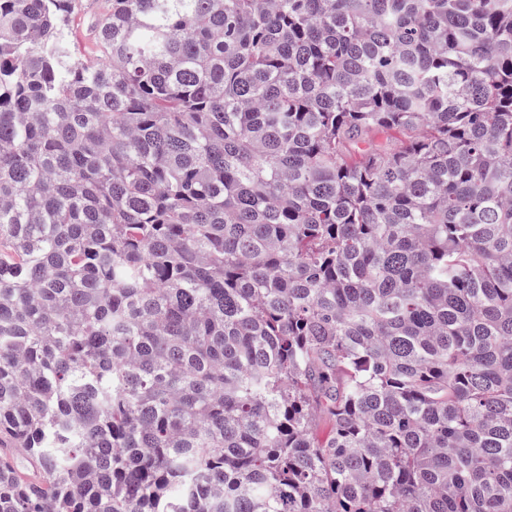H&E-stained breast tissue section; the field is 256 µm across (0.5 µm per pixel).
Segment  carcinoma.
Segmentation results:
<instances>
[{"mask_svg": "<svg viewBox=\"0 0 512 512\" xmlns=\"http://www.w3.org/2000/svg\"><path fill=\"white\" fill-rule=\"evenodd\" d=\"M80 2L0 0V512H512V0ZM111 7L110 0H82L81 10L71 20V35L87 56L96 58L99 55L91 29L96 20L107 13Z\"/></svg>", "mask_w": 512, "mask_h": 512, "instance_id": "carcinoma-1", "label": "carcinoma"}]
</instances>
